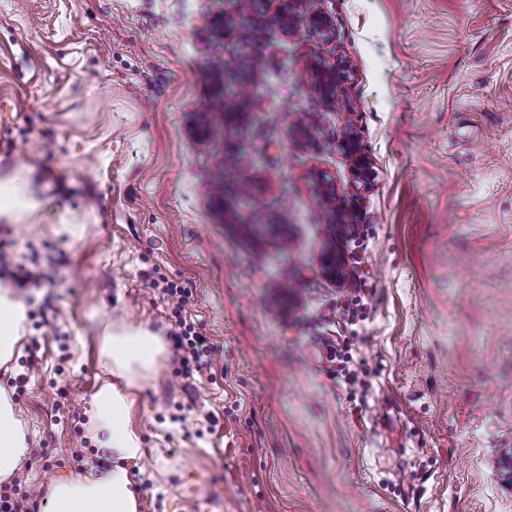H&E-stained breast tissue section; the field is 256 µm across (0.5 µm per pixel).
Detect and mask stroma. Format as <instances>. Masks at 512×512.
Instances as JSON below:
<instances>
[{
  "mask_svg": "<svg viewBox=\"0 0 512 512\" xmlns=\"http://www.w3.org/2000/svg\"><path fill=\"white\" fill-rule=\"evenodd\" d=\"M280 8L0 0V180L40 200L0 219V247L49 277L14 291L0 390L30 452L0 496L85 474L111 380L144 448L139 512H512V0H296L287 32ZM337 62L327 98L311 69ZM183 321L215 346L204 374L173 346ZM110 325L158 336L154 369L109 378ZM343 146L354 160L357 176L363 181L371 180L374 177L373 168L365 158L358 155L357 139L353 133L343 141ZM26 310L9 288L0 289V365L14 356L16 345L26 330Z\"/></svg>",
  "mask_w": 512,
  "mask_h": 512,
  "instance_id": "35a3bbf8",
  "label": "stroma"
}]
</instances>
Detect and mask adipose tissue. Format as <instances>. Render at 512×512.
Masks as SVG:
<instances>
[{"label": "adipose tissue", "instance_id": "obj_1", "mask_svg": "<svg viewBox=\"0 0 512 512\" xmlns=\"http://www.w3.org/2000/svg\"><path fill=\"white\" fill-rule=\"evenodd\" d=\"M26 310L10 289H0V365L14 356L26 330ZM163 352L158 336L143 327L105 328L100 357L111 372L133 376L153 369ZM93 439L110 462L78 478H56L45 485L42 512H138L139 500L126 462L141 458L142 444L128 424L130 400L104 383L91 396ZM28 452L27 427L12 401L0 392V482L12 478Z\"/></svg>", "mask_w": 512, "mask_h": 512}]
</instances>
